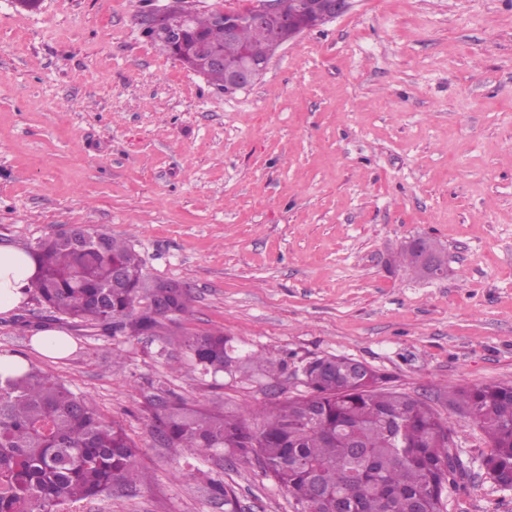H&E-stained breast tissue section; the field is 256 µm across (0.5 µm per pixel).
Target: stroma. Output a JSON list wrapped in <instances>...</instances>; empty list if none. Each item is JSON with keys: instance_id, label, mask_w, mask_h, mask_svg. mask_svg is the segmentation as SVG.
I'll return each instance as SVG.
<instances>
[{"instance_id": "stroma-1", "label": "stroma", "mask_w": 512, "mask_h": 512, "mask_svg": "<svg viewBox=\"0 0 512 512\" xmlns=\"http://www.w3.org/2000/svg\"><path fill=\"white\" fill-rule=\"evenodd\" d=\"M173 0H0V245L63 226L130 240L143 272L186 286L157 336L58 321L73 352L31 339L36 300L0 317V353L60 378L120 422L139 482L63 512H294L253 463L161 443L163 399L243 415L306 394L303 365L345 356L428 400L465 477L446 512H512L452 386L512 382V0H353L228 95L141 33ZM438 241L447 269L396 255ZM224 331L283 363L278 379L176 370L186 337Z\"/></svg>"}]
</instances>
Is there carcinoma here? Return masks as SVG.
Wrapping results in <instances>:
<instances>
[{"label":"carcinoma","instance_id":"carcinoma-1","mask_svg":"<svg viewBox=\"0 0 512 512\" xmlns=\"http://www.w3.org/2000/svg\"><path fill=\"white\" fill-rule=\"evenodd\" d=\"M190 43L208 39L224 58L247 50L258 61L271 57L266 30L243 26L233 40L212 13L195 14L185 32ZM193 67L224 88V70L209 69L205 57ZM72 246L56 232L31 252L37 263L31 290L49 320L64 316L78 325L130 336H155L168 316L147 303L159 289L143 274V260L128 240L106 230L86 233ZM121 265L130 287H112V266ZM171 315H186L191 295L170 296ZM190 369L214 377L251 373L275 377L281 366L260 354L245 353L221 330L183 341ZM336 372L309 364L310 393L259 407L261 425L219 408H192L167 400L154 415L167 441L201 456L221 451L235 460L256 461L286 491L296 512H443V491L456 475L444 462L453 433L425 400L384 386L370 369L354 380L351 359L335 356ZM448 405L472 419L490 445L486 474L512 480V383L500 382L448 391ZM135 442L117 422L106 421L96 404L71 392L57 377L28 368L0 375V512H57V508L96 496L116 484L138 479Z\"/></svg>","mask_w":512,"mask_h":512}]
</instances>
